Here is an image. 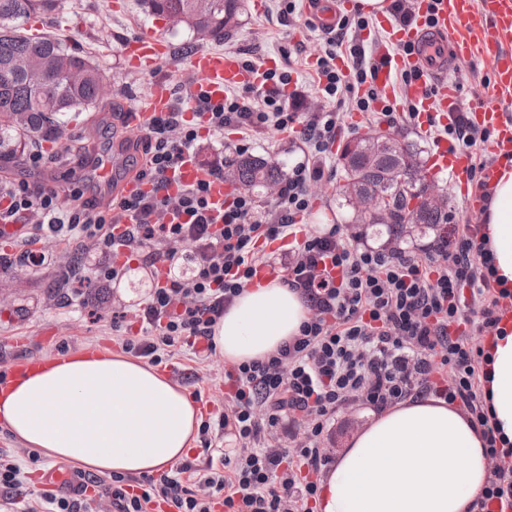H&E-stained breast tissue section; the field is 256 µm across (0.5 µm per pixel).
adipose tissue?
Here are the masks:
<instances>
[{"mask_svg": "<svg viewBox=\"0 0 512 512\" xmlns=\"http://www.w3.org/2000/svg\"><path fill=\"white\" fill-rule=\"evenodd\" d=\"M498 277L512 288V164L501 165L482 210ZM308 316L300 293L275 280L244 288L214 327L230 364L266 358ZM485 394L512 444V324L491 348ZM202 411L183 389L136 359L82 348L50 357L0 393V421L45 456L98 474L162 473L197 438ZM487 460L476 426L442 400L408 399L373 415L337 456L321 512H469Z\"/></svg>", "mask_w": 512, "mask_h": 512, "instance_id": "ef3b65f1", "label": "adipose tissue"}]
</instances>
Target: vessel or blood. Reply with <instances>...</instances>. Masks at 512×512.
<instances>
[{
  "label": "vessel or blood",
  "mask_w": 512,
  "mask_h": 512,
  "mask_svg": "<svg viewBox=\"0 0 512 512\" xmlns=\"http://www.w3.org/2000/svg\"><path fill=\"white\" fill-rule=\"evenodd\" d=\"M351 7L352 0H306L313 23L323 32L335 29L343 12ZM372 29L384 34L383 41L375 45L374 82L379 88L391 89L394 74L409 70L412 77L407 93L416 105L419 121L437 115L449 125L457 117H466L492 131L494 153H512V121L505 118L500 104L502 95L512 93V0H414L408 24H397L391 14L384 13L375 17ZM475 51L490 65V97L478 104L467 101L451 78L456 60ZM168 52V42L154 31L128 37L121 44L127 65L144 73L153 72ZM188 64L215 102L222 101L228 91L263 83L261 71L246 67L235 54L203 48L190 56ZM172 107L168 85L154 81L129 122L134 128H143L148 118ZM469 168L468 154L446 139L438 143L429 163L430 174L447 173L450 185L466 197L469 210L474 211L480 202L470 193ZM203 175L198 160L185 155L170 175V193ZM41 366L40 359L31 358L0 370V387Z\"/></svg>",
  "instance_id": "vessel-or-blood-1"
}]
</instances>
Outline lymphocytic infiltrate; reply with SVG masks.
Listing matches in <instances>:
<instances>
[{
    "instance_id": "f902f5d3",
    "label": "lymphocytic infiltrate",
    "mask_w": 512,
    "mask_h": 512,
    "mask_svg": "<svg viewBox=\"0 0 512 512\" xmlns=\"http://www.w3.org/2000/svg\"><path fill=\"white\" fill-rule=\"evenodd\" d=\"M366 18L343 20L317 59V75L328 97L370 111L383 93L370 86L373 61L363 48L349 49L347 70L336 66V50ZM172 111L151 116L137 137L143 159L133 163L135 180L148 192H115L107 206L86 199L78 187L0 176V224L23 223L30 242L58 236L91 245L106 255L93 267L55 268L66 287L64 303L79 298L78 286L93 278L120 283L128 265L113 263L119 250L140 260L151 285L138 303V338L122 345L149 362L178 347L201 348L211 356L214 326L260 269L301 293L309 309L297 336L264 360L232 365L224 372L229 402L216 425L230 431L221 469L194 485L183 482L191 463L138 485L121 476L89 477L75 496L49 497L42 512H93V497L111 499L116 512H314L319 486L333 458L324 434L337 411L359 404L385 410L406 399L434 397L467 415L479 429L489 477L472 512H512V447L498 436L484 400V371L490 346L501 333L502 313L512 307V289L501 286L484 251L480 228L465 225L455 242H437L420 257L400 246H361L358 234L337 225L305 226L296 217L310 206L309 186L324 175L330 144L343 127L340 113L301 111L297 98L260 87L212 103L199 80L179 79ZM195 110L197 125L184 116ZM297 127L303 153L277 190L274 210L253 195L236 192L214 223L208 200L212 181L223 179V157L207 163L205 176L177 195L166 192L168 174L184 155L196 154L202 136L223 138L227 128ZM174 212L189 215L176 224ZM340 268L327 279L324 257ZM96 496H88V487Z\"/></svg>"
}]
</instances>
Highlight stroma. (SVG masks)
Masks as SVG:
<instances>
[{
	"mask_svg": "<svg viewBox=\"0 0 512 512\" xmlns=\"http://www.w3.org/2000/svg\"><path fill=\"white\" fill-rule=\"evenodd\" d=\"M125 2L124 11L116 12L112 9L113 0H59L56 11L38 17L40 33L54 34L69 47L90 52L108 86L107 97L99 105L67 116L60 140L41 144L47 154L68 151L69 161L56 167L55 173L71 183L85 185L96 179L95 161L97 155L104 153L105 142L118 143L130 137L125 114L145 95L153 79L169 82L176 73L188 70L187 32L168 31L159 19L148 15L142 0ZM146 30L163 33L170 45L169 55L152 76L129 69L120 52L125 38ZM326 46L325 34L308 25L303 9L283 16L275 0H243L238 27L214 44L215 49L234 52L257 67L270 56L288 61L293 88L299 92L301 103L314 110L321 108L325 100L314 81L313 57ZM250 138L251 154L263 156L278 149L277 159L284 170H291L302 159L301 151L294 147L293 133L268 126L251 131ZM325 171L326 178L311 183V206L298 215V223L336 224L342 232L360 234L364 245H385L387 236L353 223V211L341 193L346 172L337 151L328 153ZM52 283L47 266L33 265L26 276L0 288V369L30 356H56L64 350L72 352L87 346L121 353V338L112 330V312L119 307H133L149 285L141 265L135 264L119 286L85 289L88 305L65 306ZM225 367L221 354L203 358L184 348L163 357L157 369L196 398L203 420L212 422L224 409ZM370 415V408L364 406L337 412L324 437L325 447L331 454H338L368 424ZM0 453L21 465L20 484L12 498L0 497V512H12L16 500L36 504L53 496V488L43 478L50 466H59L75 479L83 472L78 464L55 462L38 450L23 446L1 426Z\"/></svg>",
	"mask_w": 512,
	"mask_h": 512,
	"instance_id": "obj_1",
	"label": "stroma"
}]
</instances>
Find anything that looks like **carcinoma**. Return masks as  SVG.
<instances>
[{
  "instance_id": "carcinoma-1",
  "label": "carcinoma",
  "mask_w": 512,
  "mask_h": 512,
  "mask_svg": "<svg viewBox=\"0 0 512 512\" xmlns=\"http://www.w3.org/2000/svg\"><path fill=\"white\" fill-rule=\"evenodd\" d=\"M57 0H0V164L17 156L22 140H54L60 117L89 108L105 91L99 66L91 56L69 49L52 36H34L24 28L29 17ZM155 16L181 18L192 34V46L203 47L224 37L237 25L240 0H144ZM347 189L342 195L354 208L357 224L393 238L408 226L426 233L448 223L447 198L433 205L423 201L417 175L424 170L417 144L397 137L385 142L362 137L342 149ZM233 186L262 195L283 179L279 162L245 156L230 165ZM377 198L380 210L359 207Z\"/></svg>"
}]
</instances>
